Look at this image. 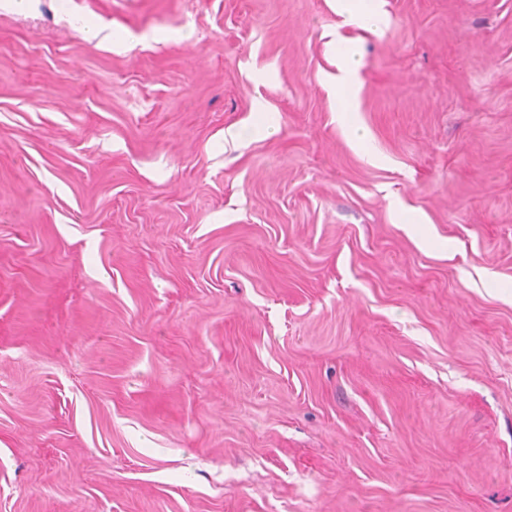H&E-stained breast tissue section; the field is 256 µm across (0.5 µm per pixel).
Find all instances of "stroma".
<instances>
[{
	"label": "stroma",
	"instance_id": "1",
	"mask_svg": "<svg viewBox=\"0 0 512 512\" xmlns=\"http://www.w3.org/2000/svg\"><path fill=\"white\" fill-rule=\"evenodd\" d=\"M377 2L0 0V512H512V0ZM340 14L344 17V24L360 27L376 26L381 21V14L372 5L370 0H336L333 1ZM338 57L334 65L336 72L326 73L323 81L336 91V87L351 88L354 84L356 76V52L353 49L343 55L337 54Z\"/></svg>",
	"mask_w": 512,
	"mask_h": 512
}]
</instances>
